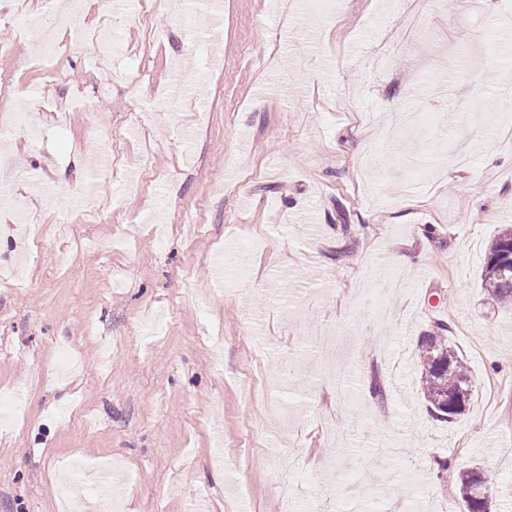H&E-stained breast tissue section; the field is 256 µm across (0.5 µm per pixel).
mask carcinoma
Masks as SVG:
<instances>
[{
	"mask_svg": "<svg viewBox=\"0 0 512 512\" xmlns=\"http://www.w3.org/2000/svg\"><path fill=\"white\" fill-rule=\"evenodd\" d=\"M481 287L495 300L512 303V227L503 229L492 240L481 271ZM448 325L438 323L418 341L421 392L431 416L452 423L464 414L472 396L471 374L457 345L448 340ZM479 471L462 468L457 489L466 512H487L488 504L478 505L473 493Z\"/></svg>",
	"mask_w": 512,
	"mask_h": 512,
	"instance_id": "obj_1",
	"label": "carcinoma"
}]
</instances>
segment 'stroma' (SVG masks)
Instances as JSON below:
<instances>
[{"mask_svg":"<svg viewBox=\"0 0 512 512\" xmlns=\"http://www.w3.org/2000/svg\"><path fill=\"white\" fill-rule=\"evenodd\" d=\"M329 3L223 0L217 25L206 0H161L148 27L88 0L121 46L109 70L74 49L49 86L35 41L0 56V116L92 105L0 136V187L42 226L35 245L0 212V270L29 255L0 287V391L26 406L0 430V512H59L71 465L110 459L122 512H189L199 491L208 512H464L473 464L512 512V308L480 285L512 226V147L483 131L512 115V0ZM437 320L476 380L450 424L420 395Z\"/></svg>","mask_w":512,"mask_h":512,"instance_id":"obj_1","label":"stroma"}]
</instances>
